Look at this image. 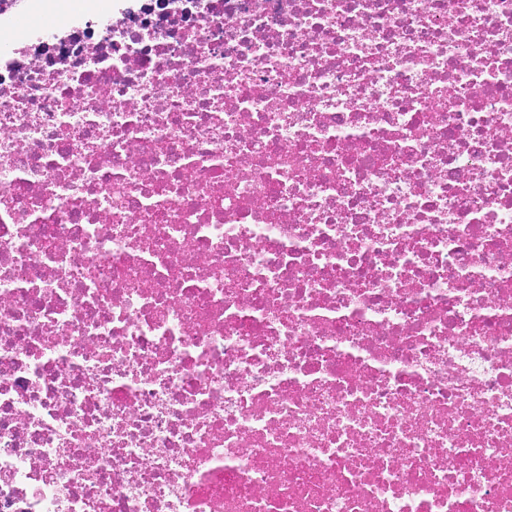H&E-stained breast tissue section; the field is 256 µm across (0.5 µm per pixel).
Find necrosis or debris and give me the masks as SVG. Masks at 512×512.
<instances>
[{"label": "necrosis or debris", "mask_w": 512, "mask_h": 512, "mask_svg": "<svg viewBox=\"0 0 512 512\" xmlns=\"http://www.w3.org/2000/svg\"><path fill=\"white\" fill-rule=\"evenodd\" d=\"M59 8L0 0V512H512V0Z\"/></svg>", "instance_id": "1"}]
</instances>
